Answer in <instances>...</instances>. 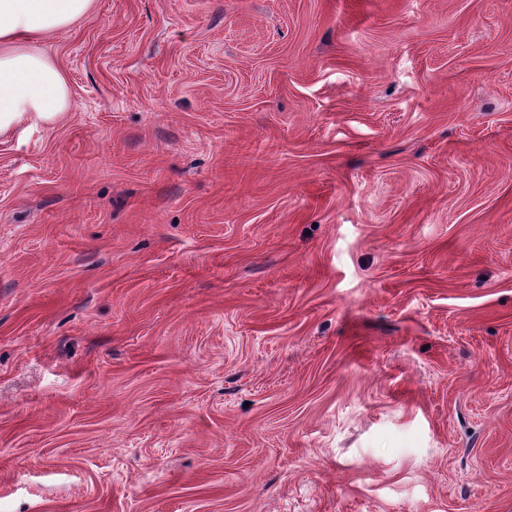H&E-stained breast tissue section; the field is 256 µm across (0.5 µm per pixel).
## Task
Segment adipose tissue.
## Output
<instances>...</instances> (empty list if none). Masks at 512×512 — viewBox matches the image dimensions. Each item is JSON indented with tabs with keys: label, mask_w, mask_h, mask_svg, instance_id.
Returning <instances> with one entry per match:
<instances>
[{
	"label": "adipose tissue",
	"mask_w": 512,
	"mask_h": 512,
	"mask_svg": "<svg viewBox=\"0 0 512 512\" xmlns=\"http://www.w3.org/2000/svg\"><path fill=\"white\" fill-rule=\"evenodd\" d=\"M93 0H0V136L70 107L67 79L39 44L83 20Z\"/></svg>",
	"instance_id": "adipose-tissue-1"
}]
</instances>
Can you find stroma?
<instances>
[{
    "mask_svg": "<svg viewBox=\"0 0 512 512\" xmlns=\"http://www.w3.org/2000/svg\"><path fill=\"white\" fill-rule=\"evenodd\" d=\"M0 138V512H512V0H93Z\"/></svg>",
    "mask_w": 512,
    "mask_h": 512,
    "instance_id": "35a3bbf8",
    "label": "stroma"
}]
</instances>
